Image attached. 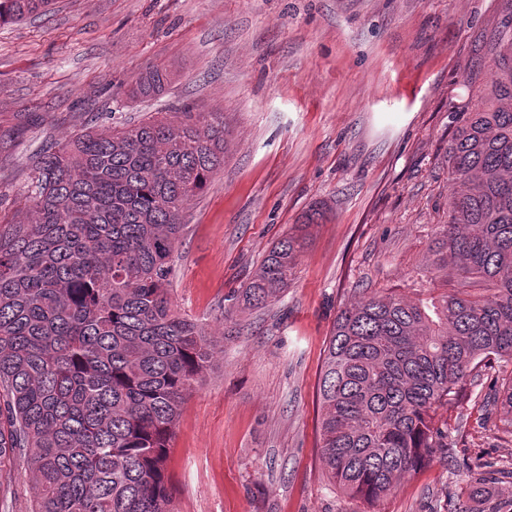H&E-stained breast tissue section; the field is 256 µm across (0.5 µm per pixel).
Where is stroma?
<instances>
[{"instance_id":"35a3bbf8","label":"stroma","mask_w":512,"mask_h":512,"mask_svg":"<svg viewBox=\"0 0 512 512\" xmlns=\"http://www.w3.org/2000/svg\"><path fill=\"white\" fill-rule=\"evenodd\" d=\"M503 0H56L0 25V215L24 216L39 152L87 128L183 106L223 115L224 166L184 212L177 311L218 342L185 402L169 472L175 512H454L482 464L512 468V412L492 360L437 413L436 452L375 504L336 491L319 457L318 375L340 307L431 293L448 218V142L480 101L466 82ZM155 98L130 100L149 68ZM325 212L281 297L237 295L311 206ZM232 320H225V313ZM168 82L165 70L153 67L147 70L129 90V98L138 100L160 95Z\"/></svg>"}]
</instances>
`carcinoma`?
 Returning <instances> with one entry per match:
<instances>
[{
	"mask_svg": "<svg viewBox=\"0 0 512 512\" xmlns=\"http://www.w3.org/2000/svg\"><path fill=\"white\" fill-rule=\"evenodd\" d=\"M53 0H0V24ZM483 106L448 145L454 190L434 227L429 302L393 293L340 308L319 377L320 457L340 491L374 503L446 448L437 410L477 366L512 362V0L486 45ZM153 67L129 90L160 95ZM224 165V118L89 130L37 158L23 220L0 224V471L33 483L31 512H173L167 461L180 409L216 342L171 301L182 214ZM322 218L314 207L242 289L243 308L288 288ZM473 478L455 512H512Z\"/></svg>",
	"mask_w": 512,
	"mask_h": 512,
	"instance_id": "1",
	"label": "carcinoma"
}]
</instances>
